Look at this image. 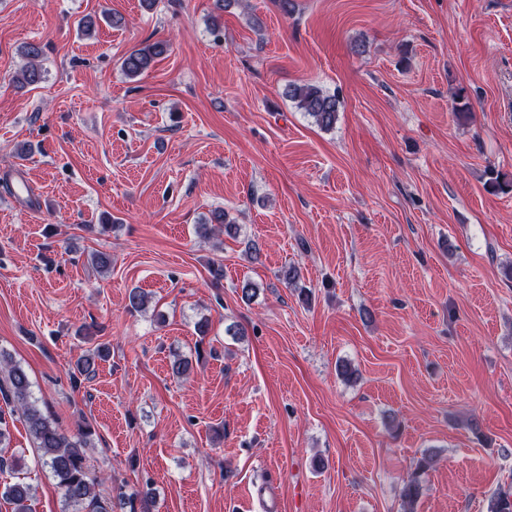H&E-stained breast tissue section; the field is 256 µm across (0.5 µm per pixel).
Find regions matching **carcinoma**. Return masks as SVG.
Instances as JSON below:
<instances>
[{
  "mask_svg": "<svg viewBox=\"0 0 512 512\" xmlns=\"http://www.w3.org/2000/svg\"><path fill=\"white\" fill-rule=\"evenodd\" d=\"M168 44L164 41L145 43L132 50L121 63V69L129 78H136L147 71L154 60L166 53ZM43 48L37 44L26 47L23 56L28 59L16 74L15 80L27 85L42 81L43 72L40 58ZM288 97L296 108L310 117L324 130L334 127L339 112V101L322 88L303 84L295 85L288 91ZM238 231L235 224L226 219L222 210H214L205 224L197 227L203 238L218 233ZM109 356V347L97 344L91 353L81 357L71 373V383L78 386L95 376V360ZM0 399L7 410H0V471L15 472L22 468L23 457L9 451L11 441L9 421L23 422L34 447L40 451V459L48 466L56 484L63 492V512H138L140 497L148 493L126 492L118 488L112 495L102 496L96 492L98 481L92 476L88 450L94 447V430L86 423L73 434L65 432L58 421L44 412L32 397L31 381L25 369L0 354ZM434 464V455L425 453L419 459L415 470L404 482L402 499L404 512H414V504L423 490L422 475ZM0 496L12 505V512H33L31 487L24 482H14L0 488ZM488 512H512V491L494 493L488 504Z\"/></svg>",
  "mask_w": 512,
  "mask_h": 512,
  "instance_id": "1",
  "label": "carcinoma"
}]
</instances>
